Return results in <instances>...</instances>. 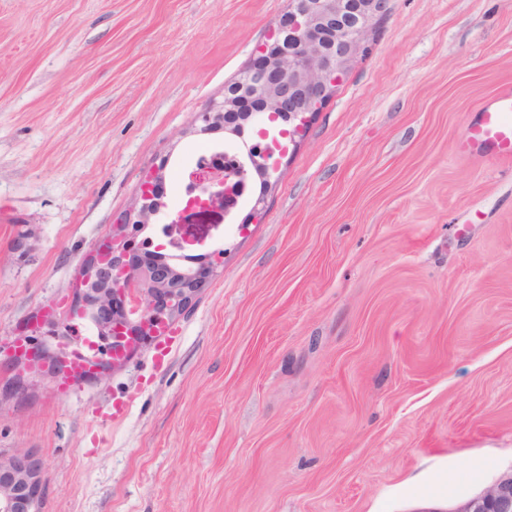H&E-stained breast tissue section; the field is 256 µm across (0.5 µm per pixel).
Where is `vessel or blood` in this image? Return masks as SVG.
I'll return each mask as SVG.
<instances>
[{"label":"vessel or blood","mask_w":512,"mask_h":512,"mask_svg":"<svg viewBox=\"0 0 512 512\" xmlns=\"http://www.w3.org/2000/svg\"><path fill=\"white\" fill-rule=\"evenodd\" d=\"M462 154L474 160L512 161V90L496 93L464 128Z\"/></svg>","instance_id":"vessel-or-blood-1"}]
</instances>
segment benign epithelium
Masks as SVG:
<instances>
[{
  "mask_svg": "<svg viewBox=\"0 0 512 512\" xmlns=\"http://www.w3.org/2000/svg\"><path fill=\"white\" fill-rule=\"evenodd\" d=\"M285 21L260 47L255 62L227 83L192 132L218 128L241 140L240 156L224 174L197 186L198 194L162 227L167 243L151 247L136 235L157 223L166 208L159 186L169 157L146 173L128 208L108 225L103 242L81 260L61 300L63 317L40 309L26 326L0 344L13 376L6 392L20 399L37 392L45 379L82 382L107 379L122 369L190 310L196 296L224 271V252L196 255L210 229L218 227L239 198L249 195L260 211L279 182L287 148L265 133L260 142L244 140L246 130L266 123L287 126L288 138L303 132L312 114L336 92L355 59L368 48L373 24L387 11V0H289ZM260 182L259 192L253 191ZM97 333V353L90 368L75 374L70 337L85 324ZM51 336L54 342L44 340ZM43 460L26 448L0 449V512H42L48 490ZM452 512H512V472L500 476Z\"/></svg>",
  "mask_w": 512,
  "mask_h": 512,
  "instance_id": "benign-epithelium-1",
  "label": "benign epithelium"
}]
</instances>
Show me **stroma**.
<instances>
[{"label": "stroma", "mask_w": 512, "mask_h": 512, "mask_svg": "<svg viewBox=\"0 0 512 512\" xmlns=\"http://www.w3.org/2000/svg\"><path fill=\"white\" fill-rule=\"evenodd\" d=\"M288 0H0V342L58 302ZM512 87V0H390L173 328L0 401L43 512H452L512 471V163L456 140ZM128 413L114 418L113 407Z\"/></svg>", "instance_id": "obj_1"}]
</instances>
